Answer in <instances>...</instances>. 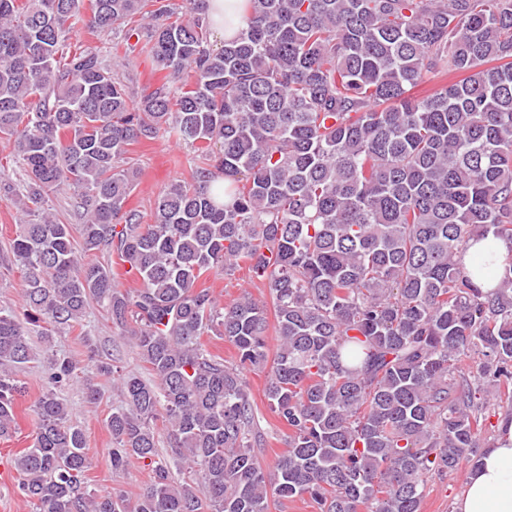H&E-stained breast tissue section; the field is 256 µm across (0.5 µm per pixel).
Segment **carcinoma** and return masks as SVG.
Masks as SVG:
<instances>
[{
	"label": "carcinoma",
	"mask_w": 512,
	"mask_h": 512,
	"mask_svg": "<svg viewBox=\"0 0 512 512\" xmlns=\"http://www.w3.org/2000/svg\"><path fill=\"white\" fill-rule=\"evenodd\" d=\"M83 9L125 53L149 44L165 81L135 92L71 46ZM207 12L0 0V200L23 215L0 256L22 297L0 306V438L18 429L31 336L70 331L93 301L154 374H118L106 420L112 473L151 472L129 503L88 489L86 436L57 393L76 366L47 349L19 489L31 512H270L304 496L319 512H419L428 474L478 462L487 400L512 397V260L492 248L512 244V0H246L217 52ZM160 137L190 145L193 167L146 224L127 207V155ZM64 187L76 224L48 205ZM103 251L137 287L78 259ZM243 266L271 305L198 287ZM492 273L493 289L474 282ZM264 368L288 442L270 470L243 376Z\"/></svg>",
	"instance_id": "obj_1"
}]
</instances>
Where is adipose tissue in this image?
Returning <instances> with one entry per match:
<instances>
[{
  "label": "adipose tissue",
  "instance_id": "ef3b65f1",
  "mask_svg": "<svg viewBox=\"0 0 512 512\" xmlns=\"http://www.w3.org/2000/svg\"><path fill=\"white\" fill-rule=\"evenodd\" d=\"M454 512H512V416L499 418L497 436L469 471Z\"/></svg>",
  "mask_w": 512,
  "mask_h": 512
}]
</instances>
